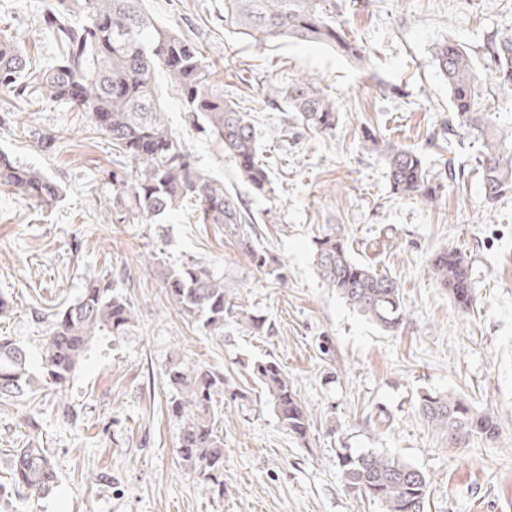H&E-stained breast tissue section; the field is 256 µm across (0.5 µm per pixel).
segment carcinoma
Wrapping results in <instances>:
<instances>
[{
  "label": "carcinoma",
  "mask_w": 512,
  "mask_h": 512,
  "mask_svg": "<svg viewBox=\"0 0 512 512\" xmlns=\"http://www.w3.org/2000/svg\"><path fill=\"white\" fill-rule=\"evenodd\" d=\"M143 0H53L43 24L61 45L60 58L48 69L28 68V54L18 40L0 34V106L32 90L75 112L91 116L101 134L112 140L131 162L121 179L119 222L150 224L157 217L187 205L198 207L204 219L222 224L236 238L240 252L260 271L284 278L282 266L246 229L251 217L237 193L224 187L191 162L169 128L156 93L157 74H167L184 95L187 111L224 145L236 162V178L257 194L270 192L271 182L260 163L254 127L249 115L224 98L203 64L198 48L172 33L142 8ZM325 0H224V29L257 45L277 41L319 44L347 60L369 62L365 46L348 37L342 24L326 13ZM81 12L85 23L74 27L68 16ZM496 86L512 90V36L488 46ZM434 57L448 83L452 111L458 124L482 138L485 200L512 192V147L506 137L485 126L487 111L481 93V75L473 55L449 38L435 47ZM270 101L284 99L308 129L327 133L335 129V101L313 79L299 77L288 86L271 83L264 90ZM385 156L391 190L404 198L430 201L434 188L422 158L387 142ZM46 205L60 196V187L43 173L17 165L0 152V186ZM319 276L349 306L384 330H397L407 311L396 281L354 259L347 239L333 228L314 241ZM431 275L448 291L455 307L469 312L475 302L465 255L442 250L431 261ZM169 303L210 335L224 333L228 318L254 334L268 329L265 318L236 302V287L211 270L191 261L176 268L158 267ZM136 321L133 304L107 281L90 282L72 304L52 313L42 336L37 360L26 346L0 336V398H18L42 389L59 390L84 360L93 340L105 334L125 336ZM245 371L265 389L276 416L289 433L304 440L310 429L308 410L283 366L272 357L243 362ZM171 391L170 408L182 422L177 452L183 465L197 472L208 488L219 484L224 471L221 424L222 397L237 399L224 374L204 365L190 366L178 358L164 369ZM418 411L432 429L455 444L496 438L498 420L479 412L451 394L423 392ZM347 489L384 506L385 512H426L430 478L409 463L377 450L336 455ZM58 474L45 448H16L11 456L10 483L14 494L27 500L47 496L58 486Z\"/></svg>",
  "instance_id": "1"
}]
</instances>
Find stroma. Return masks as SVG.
Returning <instances> with one entry per match:
<instances>
[{
    "mask_svg": "<svg viewBox=\"0 0 512 512\" xmlns=\"http://www.w3.org/2000/svg\"><path fill=\"white\" fill-rule=\"evenodd\" d=\"M49 0H0V28L47 67L60 46L44 28ZM163 26L195 42L210 76L248 112L272 191L252 194L235 164L183 97L157 77L168 124L198 168L237 192L255 240L283 264L286 279L259 272L220 224L179 210L156 224H118L114 175L130 162L88 113L31 96L0 112V150L55 180L60 198L42 208L0 187V336L38 354L50 309L74 302L89 280L108 279L137 311L130 335L98 337L62 392L0 401V484L10 451L48 449L59 484L22 501L0 496V512H383L348 491L339 449H377L431 479L427 512H512V193L486 203L482 142L460 127L433 58L452 38L487 67L491 40L512 35V0H335L367 67L308 44L256 47L224 28V0H144ZM309 75L336 102L332 133L316 134L287 102H267V83ZM59 133L53 145L44 136ZM419 154L436 187L432 202L393 195L382 152L366 134ZM345 234L353 257L395 280L408 319L380 329L322 283L314 241ZM459 249L471 265L476 305L459 312L433 280L432 257ZM152 250L168 266L194 260L237 288L244 308L269 330L251 335L229 319L205 335L164 296ZM270 356L287 371L311 419L307 439L288 433L243 360ZM178 358L202 363L243 389L225 401L224 491L203 489L177 455L180 422L163 371ZM453 394L499 420L494 441L450 446L416 408L418 393Z\"/></svg>",
    "mask_w": 512,
    "mask_h": 512,
    "instance_id": "stroma-1",
    "label": "stroma"
}]
</instances>
